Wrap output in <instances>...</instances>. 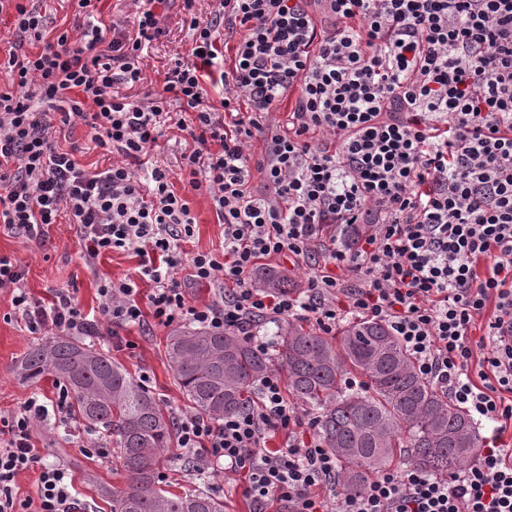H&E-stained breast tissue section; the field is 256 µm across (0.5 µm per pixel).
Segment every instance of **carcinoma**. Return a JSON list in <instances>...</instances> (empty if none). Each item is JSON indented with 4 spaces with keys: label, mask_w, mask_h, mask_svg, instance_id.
<instances>
[{
    "label": "carcinoma",
    "mask_w": 512,
    "mask_h": 512,
    "mask_svg": "<svg viewBox=\"0 0 512 512\" xmlns=\"http://www.w3.org/2000/svg\"><path fill=\"white\" fill-rule=\"evenodd\" d=\"M257 283L295 292L288 279L267 268L259 269ZM166 356L189 406L214 419L249 405L250 393L278 362L288 396L316 411L318 433L336 455L345 494L361 492L378 472L402 460L445 476L471 462L480 448L467 413L416 372L410 354L380 322L353 320L333 338L290 323L278 334L275 357L233 332L178 328L167 337ZM13 372L23 385L48 374L65 381L85 425L115 437L126 482L107 491L112 512H224V501L204 488L179 494L159 488L174 419L107 352L77 338L49 336L31 345ZM349 375L365 378L364 384L346 385Z\"/></svg>",
    "instance_id": "obj_1"
}]
</instances>
